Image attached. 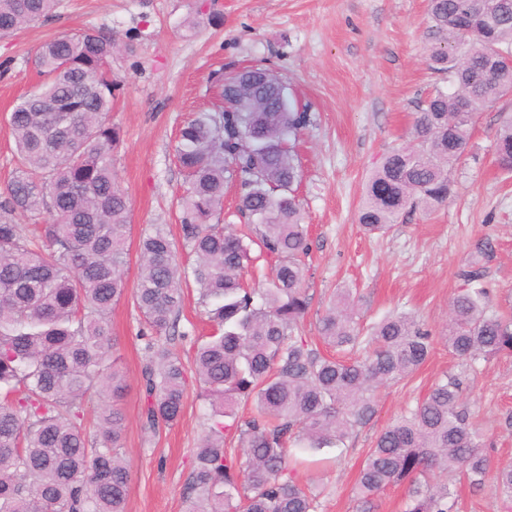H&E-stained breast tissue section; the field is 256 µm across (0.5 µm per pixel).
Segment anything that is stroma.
Wrapping results in <instances>:
<instances>
[{
    "label": "stroma",
    "mask_w": 512,
    "mask_h": 512,
    "mask_svg": "<svg viewBox=\"0 0 512 512\" xmlns=\"http://www.w3.org/2000/svg\"><path fill=\"white\" fill-rule=\"evenodd\" d=\"M427 9L428 0H60L53 17L0 36L1 189L15 168L7 117L36 86L31 59L39 46L87 28L114 34L115 97L107 119L122 131L114 166L135 242L155 224L179 238L184 176L174 157L176 137L185 121L221 108L220 74L267 66L289 99L307 106V124L291 137L309 244L306 336L317 340L318 315L334 290L349 288L363 325L398 306L436 340L414 374L377 389L375 415L341 460L311 473L324 491L319 512H357L354 484L376 436L447 374H463L462 406L483 432L492 463L512 462V429L505 426L512 414V355L466 368L442 341L452 298L471 264L483 273L489 306L512 312V175L497 168L494 155L500 110L512 101L477 116L445 205L431 213L405 211L382 235L366 234L357 220L371 170L408 143L414 112L439 82L426 62ZM111 320L127 383L121 401L131 468L126 512H186L207 405L189 385L178 423L145 431V326L127 301ZM458 495V512H512L489 481L477 488L459 483Z\"/></svg>",
    "instance_id": "1"
}]
</instances>
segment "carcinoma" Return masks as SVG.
Here are the masks:
<instances>
[{
  "instance_id": "1",
  "label": "carcinoma",
  "mask_w": 512,
  "mask_h": 512,
  "mask_svg": "<svg viewBox=\"0 0 512 512\" xmlns=\"http://www.w3.org/2000/svg\"><path fill=\"white\" fill-rule=\"evenodd\" d=\"M59 0H0V32L45 19ZM428 66L448 80L415 112L414 145L388 152L368 179L358 222L385 232L407 209L432 212L453 193L477 114L512 94V0H429ZM115 37L97 28L53 38L32 60L39 94L10 112L18 165L0 202V512H125L131 471L121 454L127 384L117 370L112 308L131 300L151 330L143 371L145 429L176 424L187 370L176 343L183 279L192 277L213 330L194 341L193 370L207 401L205 435L186 486L188 512H318L319 495L298 467L344 449L376 410V389L401 380L433 350L430 332L401 310L365 329L348 289L317 321L326 356L302 322L308 243L293 186L300 170L288 140L307 119L267 67L229 78L241 90L229 109L201 114L178 133L186 174L181 238L195 257L177 260L163 225L141 236L140 273L123 275L131 225L113 153L121 140L107 69ZM512 169V113L495 141ZM240 186L238 235L222 217L224 184ZM35 224H19L16 216ZM451 302L448 352L468 366L512 354V318L492 311L482 271L464 274ZM112 399L88 420V408ZM462 381L449 374L376 437L356 480L359 512L407 485L404 512H453L449 480H494L512 501V463L492 467L483 435L461 408ZM251 416H238L241 402ZM237 439L238 447L228 444Z\"/></svg>"
}]
</instances>
